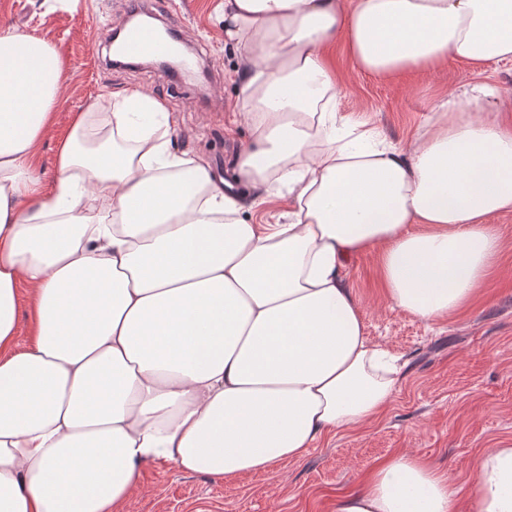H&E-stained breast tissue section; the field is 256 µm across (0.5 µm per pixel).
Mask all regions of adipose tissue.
<instances>
[{
	"label": "adipose tissue",
	"mask_w": 512,
	"mask_h": 512,
	"mask_svg": "<svg viewBox=\"0 0 512 512\" xmlns=\"http://www.w3.org/2000/svg\"><path fill=\"white\" fill-rule=\"evenodd\" d=\"M224 39L248 61L237 192L142 122L167 109L139 90L97 150L75 116L44 186L62 59L0 34V512H119L152 462L234 479L302 458L378 418L402 376L366 333L350 258L378 251L388 301L427 322L467 307L498 261L512 100L472 83L399 148L337 112L321 50L344 40L377 77L512 63V0H224ZM273 179L286 223H250L246 188ZM470 483L460 501L398 453L336 512H512V447L486 449Z\"/></svg>",
	"instance_id": "1"
}]
</instances>
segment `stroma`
<instances>
[{"label": "stroma", "mask_w": 512, "mask_h": 512, "mask_svg": "<svg viewBox=\"0 0 512 512\" xmlns=\"http://www.w3.org/2000/svg\"><path fill=\"white\" fill-rule=\"evenodd\" d=\"M129 0H0V33H25L54 45L64 61L60 103L40 146L44 182L57 175L58 142L80 112H108L119 95L141 90L162 99L172 152L204 161L215 177L235 166L251 140L239 116L241 50L224 39V0H146L144 7L194 49L206 76L178 80L151 65L115 67L108 42ZM328 56L340 78L336 110L407 146L430 107L475 80L447 60L425 71L373 77L356 69L344 45ZM502 241L488 288L462 313L430 323L390 304L377 252L352 259L348 284L375 342L405 364L395 398L377 420L324 438L296 461L268 473L224 480L147 465L121 512H336L338 495L358 491L375 463L398 452L432 462L468 495L482 452L512 446V214L494 217Z\"/></svg>", "instance_id": "stroma-1"}]
</instances>
